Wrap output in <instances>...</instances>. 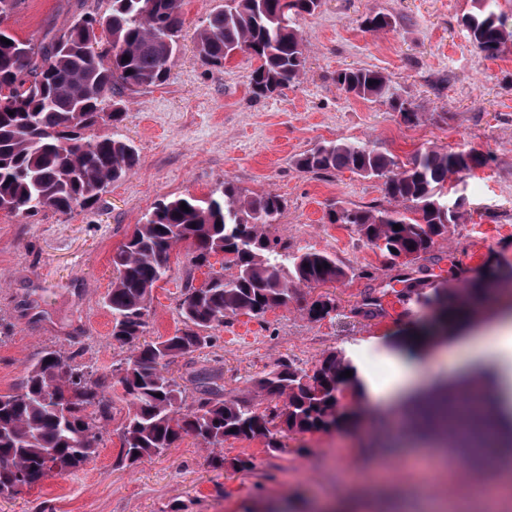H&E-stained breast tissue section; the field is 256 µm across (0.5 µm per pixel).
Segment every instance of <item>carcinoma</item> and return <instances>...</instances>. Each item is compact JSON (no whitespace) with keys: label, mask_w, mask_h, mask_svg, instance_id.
Returning <instances> with one entry per match:
<instances>
[{"label":"carcinoma","mask_w":512,"mask_h":512,"mask_svg":"<svg viewBox=\"0 0 512 512\" xmlns=\"http://www.w3.org/2000/svg\"><path fill=\"white\" fill-rule=\"evenodd\" d=\"M183 0H109L108 13H86L58 34L45 32L37 45L0 29V210L29 218L50 208L68 215L97 204L105 189L139 164L133 143L117 134L96 136L101 123L113 126L126 115L115 90L138 92L166 81L185 25ZM478 12L463 18L474 47L497 58L512 46V24L496 12L495 0H479ZM321 0H224L197 34L203 64L221 67L238 52L259 62L251 74L253 93L270 97L304 73L306 45L297 17L313 14ZM367 31L391 27L388 15L364 19ZM129 60H123V56ZM334 81L349 95L386 104L415 123L418 112L381 71L345 68ZM474 148H425L400 166L371 142L327 141L296 159L298 171L312 175L349 170L384 180L385 195L400 207L333 210L332 224H350L369 244L407 263L425 259L435 239L464 217L461 204L448 202V180L484 167ZM186 203L189 211L181 208ZM283 201L273 193L247 195L226 181L205 198L165 200L137 224L112 256L117 277L107 295L112 341L133 354L116 368L127 404L117 464L132 467L158 455L182 435L209 447L229 438L261 440L273 454L284 448L283 434L328 432L356 423L366 414L361 384L344 354L330 352L306 370L285 359L255 382L283 405L259 410L248 399L223 398V387L207 378L195 381L197 397L185 405L186 387L168 375L169 364L208 347L214 330L232 316L260 319L288 304L295 287L339 282L349 276L336 256L312 249L292 251L272 236ZM400 229H394V226ZM187 242L192 266L224 256L221 270L200 285L187 280L177 303L184 328L175 335L140 342L147 326L153 288L169 269L172 250ZM503 263L491 255L474 281L497 276ZM233 268L230 276L224 270ZM401 300L435 306L437 317L424 338L448 332L456 304L446 288L425 291L426 280L406 277ZM336 312V299L320 296L308 309L312 321ZM472 391L425 411L407 424H436L450 447L473 450L487 467L512 470V438L496 441V425L485 406L471 412ZM112 421V396L93 380L74 355L45 350L27 367L14 393L0 394V496L18 484L30 487L47 471L62 475L97 455L102 430Z\"/></svg>","instance_id":"cac0c4a2"}]
</instances>
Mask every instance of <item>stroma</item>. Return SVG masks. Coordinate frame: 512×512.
Instances as JSON below:
<instances>
[{"label": "stroma", "mask_w": 512, "mask_h": 512, "mask_svg": "<svg viewBox=\"0 0 512 512\" xmlns=\"http://www.w3.org/2000/svg\"><path fill=\"white\" fill-rule=\"evenodd\" d=\"M223 4L184 0L186 23L166 83L124 92L119 128L96 127V135L117 130L133 140L140 163L132 173L90 209L68 215L46 209L30 218L0 211V394L15 389L46 349L77 352V364L112 385V420L94 461L0 497V512H266L274 502L289 512H320L334 497L350 503L351 512H404L416 492L428 493L434 512L470 503L486 471L463 465L450 472L413 445L378 451L379 424L307 433L275 454L259 441L230 439L215 449L186 436L135 467L114 466L127 406L113 370L129 352L113 344L105 304L112 256L157 202L207 196L227 180L249 195L277 194L284 209L276 237L294 250L336 254L354 269L340 282L296 288L287 306L264 319H228L211 346L170 366L185 386L197 372H214L225 397L261 408L268 401L256 394L255 382L278 361L308 369L324 353L341 351L380 375L381 354L433 316L425 305L399 302L402 261L389 260L353 227L330 223V209L384 207L388 199L377 179L347 170L317 178L299 172L295 158L317 143L371 141L400 162L427 147L488 154L485 167L454 182L449 197L462 199L465 216L432 247L429 284L460 293L490 255L512 263V48L496 59L474 48L461 23L474 0H322L314 14L296 21L307 44L303 76L269 98L251 93L255 62L248 56L221 68L198 57L196 32ZM107 8V0H19L6 25L37 41L46 27L64 30L76 16ZM372 12L387 14L391 30L365 31L362 21ZM346 67L388 74L423 120L410 124L381 102L345 94L334 76ZM190 258L187 244L172 251L167 277L152 292L145 340L181 328L182 287L208 274ZM371 288L385 295L382 312L367 318L359 308ZM323 293L335 298L336 314L310 321L307 311ZM217 455L224 467L214 466ZM246 457L252 470L232 468Z\"/></svg>", "instance_id": "35a3bbf8"}]
</instances>
